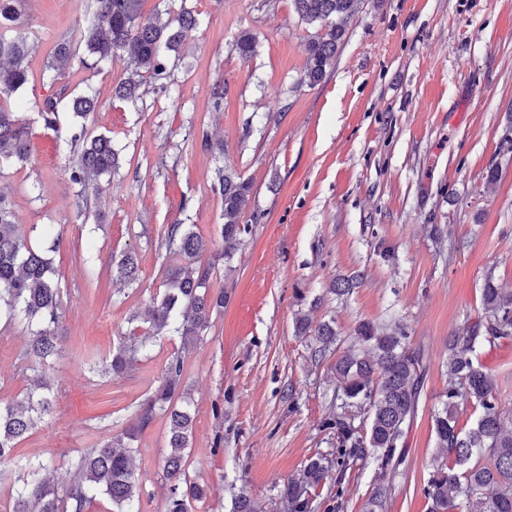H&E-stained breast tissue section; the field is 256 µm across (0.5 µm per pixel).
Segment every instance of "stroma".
Wrapping results in <instances>:
<instances>
[{
	"label": "stroma",
	"mask_w": 512,
	"mask_h": 512,
	"mask_svg": "<svg viewBox=\"0 0 512 512\" xmlns=\"http://www.w3.org/2000/svg\"><path fill=\"white\" fill-rule=\"evenodd\" d=\"M198 15L179 50L169 95L132 103L112 87L123 63L96 74L73 57L61 81L44 78L54 46L81 26L89 0H24L20 33L36 49L25 88L0 102L30 125L28 163L0 172L24 233L44 229L62 245L63 339L54 363L56 413L15 450L50 461L59 483L94 439L121 433L127 409L156 388L178 338L151 340L122 377L94 369L113 345L136 343L132 319L162 289L166 225H195L215 262L213 289L226 295L204 340L185 350L183 388L194 417L189 474L209 488L197 512H231L246 494L257 512H279V491L336 437L330 361H312L295 334L298 310L334 321L342 337L361 321L397 323L427 360L417 414L405 436L407 468L385 512H427L423 487L437 455L432 416L448 384L445 344L482 312L485 278L512 291V0H362L325 79L304 83L315 26L293 0H172ZM257 38L242 60L234 42ZM224 83L220 110L209 105ZM93 88L87 121L111 137L121 165L86 199L70 181V95ZM59 128L35 104L60 96ZM223 154L202 150V135ZM226 165L253 184L260 216L230 262L218 261L221 199L214 170ZM496 171L495 184L487 174ZM135 250L138 285L113 281L111 254ZM356 278L346 299L332 281ZM22 321L0 320V402L25 393ZM512 427V337L478 351ZM134 467L140 512H165L166 422L139 436Z\"/></svg>",
	"instance_id": "1"
}]
</instances>
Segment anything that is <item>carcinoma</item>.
<instances>
[{
    "instance_id": "1",
    "label": "carcinoma",
    "mask_w": 512,
    "mask_h": 512,
    "mask_svg": "<svg viewBox=\"0 0 512 512\" xmlns=\"http://www.w3.org/2000/svg\"><path fill=\"white\" fill-rule=\"evenodd\" d=\"M361 0H294L296 12L308 24L318 25L306 45L305 78L320 83L336 58L346 36V23L358 11ZM22 0H0V95L12 94L29 83L25 60L33 44L7 32L19 17ZM142 0H93V9L79 28L76 42L62 41L54 47L52 80L63 76L69 59L85 49V67L101 72L122 61L139 73L140 79L119 82L114 96L134 100L144 84L165 92L172 85L171 58L179 52L186 30L198 19L182 11L165 22L146 18ZM257 40L241 33L234 49L244 60L256 52ZM73 115L85 119L96 111L97 92L85 91L71 99ZM44 126L57 130L58 102L53 96L37 105ZM71 142L81 146L69 163L70 180L88 190L99 177L119 167V156L106 136H90L82 123L70 130ZM30 156L29 125L18 113L0 105V170L22 165ZM214 188L224 205L223 257L229 259L248 230L243 221L250 203L252 183L231 167L215 171ZM163 245L178 262L167 265L163 291L144 313L154 335L175 332L182 350L170 355L164 377L139 402L127 418L120 436L109 437L85 449L72 465L66 485L48 476V463L29 460L18 472L17 488L9 512H86L98 495L112 503V512H139L140 487L133 469L131 443L147 430L158 414L167 418V448L164 459L167 512H194L208 496L205 484L187 475L194 416L182 400L184 356L210 330L213 317L224 309V290L209 288L215 264L203 263V241L189 227L167 225ZM57 237L50 245L33 244L24 238L15 222L14 209L0 194V315L21 316L30 326L23 357L34 372L25 396L15 402H0V463L14 460V450L39 422L55 411L52 382L47 369L59 353L63 288L55 278L48 253L58 250ZM112 279L126 285L139 281V259L133 252L111 255ZM483 312L467 335L448 340V390L442 408L433 417L436 447L443 457L429 474L424 496L427 512H512V429L505 426L493 375L476 361L477 349L512 336V293L502 291L493 279L482 290ZM296 335L309 341L311 359L317 363L334 354L331 370L336 380L333 400L342 412L325 419L334 430L336 450L331 456L317 453L280 490L281 512H311L313 499L322 492L334 501L342 499L357 462L371 458L378 475L367 499V512H380L390 490V481L404 463L405 439L413 422L424 386L426 365L421 350L410 347L398 328L369 321L358 323L351 344L341 348V339L329 321L313 324L309 314L295 317ZM139 362V350L119 344L97 364L106 377L130 373ZM471 404L478 415L467 429L458 427L457 411Z\"/></svg>"
}]
</instances>
